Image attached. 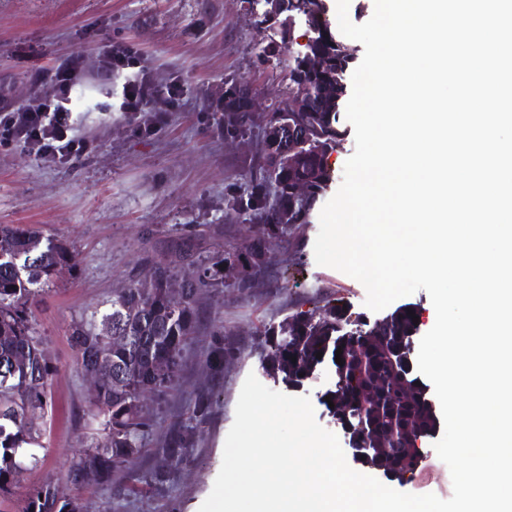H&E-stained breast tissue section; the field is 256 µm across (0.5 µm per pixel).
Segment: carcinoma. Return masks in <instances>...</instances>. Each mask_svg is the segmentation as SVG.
<instances>
[{"instance_id":"carcinoma-1","label":"carcinoma","mask_w":512,"mask_h":512,"mask_svg":"<svg viewBox=\"0 0 512 512\" xmlns=\"http://www.w3.org/2000/svg\"><path fill=\"white\" fill-rule=\"evenodd\" d=\"M327 13L326 0H280L275 17L262 12L256 19L259 29L272 20L279 22L283 42L292 39L296 20L307 28L306 43L288 63L289 91L311 88L315 94L288 119V127H276L278 120L272 117L265 129L254 133L260 123L249 110V83L243 80L223 91L218 110L206 115L222 135L244 138L249 146L242 165L246 186L227 187L224 221L247 216L262 224V236L204 257L195 233L183 231L170 243V259L153 263L152 277L131 281L104 310L72 325L69 342L77 367L97 379L90 412L102 426L101 437L69 466L66 478L75 488L112 486L115 473L140 453L154 427L153 413L141 397L147 392L165 394L176 384L183 350L197 328L198 300L224 287V262L242 267L239 287H252L266 273L273 246L286 238L290 227L309 222L329 187L327 159L343 146L339 116L354 56L332 29ZM297 134L308 141L299 150L290 143ZM76 263L66 243L36 230L0 224V499L13 495L27 464L38 463L28 447L40 437L38 420L47 410L55 370L36 330L34 307ZM328 315L324 320L313 310L297 311L264 328L263 372L275 383L297 388L304 384L300 374L332 367L335 358H342L346 378L358 374L354 390L369 387L376 393L367 422L382 460L390 472L399 474L407 467L402 430L433 437L439 421L435 403L420 376L406 385L394 375L390 346L380 343L366 361L355 360L365 333L381 330L394 339L404 338L415 335L417 324L407 307L372 323L334 306ZM348 328L354 337L336 346V337ZM237 351L224 339V326L217 327L208 357L211 385L196 393L189 415L167 429L157 449L163 461L185 459L210 420L213 389L224 379V361ZM417 382L420 386L413 387ZM22 512H84V504L80 496L67 495L48 482L28 493Z\"/></svg>"}]
</instances>
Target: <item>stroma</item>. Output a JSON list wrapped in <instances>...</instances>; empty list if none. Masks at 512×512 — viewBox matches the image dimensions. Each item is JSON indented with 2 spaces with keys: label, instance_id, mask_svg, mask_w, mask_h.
Returning a JSON list of instances; mask_svg holds the SVG:
<instances>
[{
  "label": "stroma",
  "instance_id": "35a3bbf8",
  "mask_svg": "<svg viewBox=\"0 0 512 512\" xmlns=\"http://www.w3.org/2000/svg\"><path fill=\"white\" fill-rule=\"evenodd\" d=\"M305 31L296 24L292 42L279 44L275 57L261 66L257 55L271 34L254 27L240 0H0V85L11 103L23 107L49 93L39 80L41 69L78 63L84 79L72 93L76 124L92 143L90 152L65 164L46 163L21 144L0 149V224L32 226L64 240L78 260L74 274L36 310V329L56 370L40 443L32 448L38 463L24 472L0 512H20L25 495L49 481L71 492L65 479L71 459L101 434L89 414V383L68 341L74 321L111 300L132 278L146 276L151 261L164 259L177 229L201 233L207 255L260 235V224L224 221V190L241 183L248 147L218 134L203 108L231 76L260 89L261 108L283 105L288 61L305 43ZM117 42L135 48L157 81L177 78L191 88L178 104L159 97L143 112V119L156 124L152 135L139 134L120 109L124 77L108 87L95 78L100 54ZM319 227L315 213L293 226L287 243L274 249L267 277L252 287L228 281L201 297L198 330L183 353L177 384L162 398L143 397L155 426L142 452L118 474L125 494L105 487L81 490L86 512H199L220 470L243 382L262 372L264 325L329 303L375 319L359 281L316 263ZM218 325L239 352L224 364L211 420L190 449L189 462L171 467L163 486L146 485L144 476L162 464L157 448L169 423L185 417L196 391L209 382L206 361ZM401 489L451 496L449 469L433 443L425 444L414 477Z\"/></svg>",
  "mask_w": 512,
  "mask_h": 512
}]
</instances>
